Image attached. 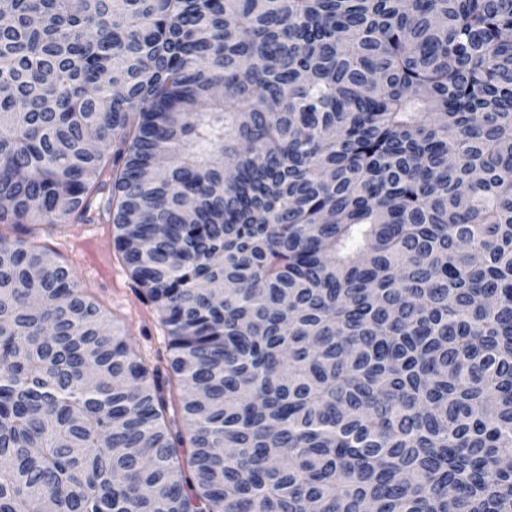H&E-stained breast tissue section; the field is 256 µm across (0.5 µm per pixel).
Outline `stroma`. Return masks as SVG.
Here are the masks:
<instances>
[{
  "mask_svg": "<svg viewBox=\"0 0 512 512\" xmlns=\"http://www.w3.org/2000/svg\"><path fill=\"white\" fill-rule=\"evenodd\" d=\"M112 237L111 224L92 209L84 216H71L43 236L41 243L75 268L84 288L109 312L148 364L167 369L170 351L159 313L135 287Z\"/></svg>",
  "mask_w": 512,
  "mask_h": 512,
  "instance_id": "obj_1",
  "label": "stroma"
}]
</instances>
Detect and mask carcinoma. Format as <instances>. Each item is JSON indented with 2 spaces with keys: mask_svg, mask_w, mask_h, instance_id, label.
<instances>
[{
  "mask_svg": "<svg viewBox=\"0 0 512 512\" xmlns=\"http://www.w3.org/2000/svg\"><path fill=\"white\" fill-rule=\"evenodd\" d=\"M0 14V512H512V0ZM99 200L83 217L71 216L66 224L39 242L72 265L89 293L123 329L150 366L168 369V338L155 306L146 302L131 279L113 244L112 224L98 215Z\"/></svg>",
  "mask_w": 512,
  "mask_h": 512,
  "instance_id": "carcinoma-1",
  "label": "carcinoma"
}]
</instances>
